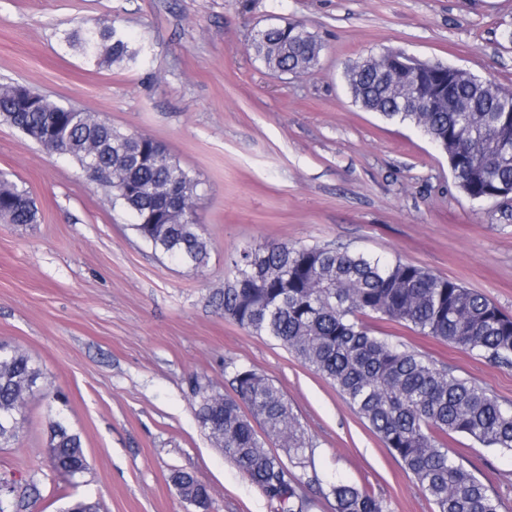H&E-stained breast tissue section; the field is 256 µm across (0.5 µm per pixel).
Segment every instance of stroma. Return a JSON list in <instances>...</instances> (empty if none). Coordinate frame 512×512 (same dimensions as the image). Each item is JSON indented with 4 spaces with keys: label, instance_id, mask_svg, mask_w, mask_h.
I'll return each instance as SVG.
<instances>
[{
    "label": "stroma",
    "instance_id": "obj_1",
    "mask_svg": "<svg viewBox=\"0 0 512 512\" xmlns=\"http://www.w3.org/2000/svg\"><path fill=\"white\" fill-rule=\"evenodd\" d=\"M115 20L145 60L100 69L65 40L76 24ZM292 22L322 44L302 74H277L251 48L260 29ZM512 0H0V84L16 83L153 137L198 182L193 207L209 258L191 269L137 236L111 194L73 160L0 123V171L25 184L32 224L0 220V343L24 350L42 391L26 399L19 441L0 448V477L41 496L21 512H194L169 481L194 473L215 512H273L204 433L194 383L228 394L227 362L282 389L312 444L294 474L310 512H335L345 480L388 512H432L414 477L334 386L265 336L224 316L227 260L270 242L333 245L428 268L512 315V202L476 201L417 128L363 110L353 62L400 48L512 90ZM372 335L417 351L512 404V367L394 323ZM62 412L89 469L60 483L44 422ZM452 458L512 512V452L465 435Z\"/></svg>",
    "mask_w": 512,
    "mask_h": 512
}]
</instances>
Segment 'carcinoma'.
<instances>
[{"instance_id": "obj_1", "label": "carcinoma", "mask_w": 512, "mask_h": 512, "mask_svg": "<svg viewBox=\"0 0 512 512\" xmlns=\"http://www.w3.org/2000/svg\"><path fill=\"white\" fill-rule=\"evenodd\" d=\"M68 44L97 66H124L146 56L108 22L67 33ZM252 47L266 67L299 73L319 63L321 44L303 28L284 24L257 33ZM354 100L364 110L398 119L430 134L448 136V159L468 154L455 178L471 199L490 200L512 187V98L492 82L453 74L463 112H401L386 80L358 60L346 72ZM15 86L0 84V121L19 131L57 120L80 168L106 188L131 216L136 234L154 251L183 266L206 265L208 245L200 224L173 213L158 190L174 186L193 204L198 182L154 138L123 131L109 121L48 98L31 112H17ZM37 208L28 190L0 176V218L32 224ZM224 282V316L247 332L268 336L304 367L330 380L358 417L415 478L433 512H498L495 497L439 438L463 434L483 447L512 451V405L438 368L421 354L371 336L362 324L376 317L408 326L439 341L512 367V316L482 293L429 269L347 247L288 242L247 247L230 258ZM233 394L195 383L197 420L242 475L265 494L275 512H308L310 502L290 467H306L309 439L272 379L233 362L224 366ZM41 371L21 349L0 356V446L13 445L25 421L24 394L38 387ZM263 435H258L255 425ZM44 430L52 470L68 482L88 470L82 437L55 413ZM286 449L291 465L267 448ZM170 482L202 504L208 488L194 474L174 470ZM15 488L0 481V504L19 512ZM336 512H386L382 499L354 484L329 485Z\"/></svg>"}]
</instances>
